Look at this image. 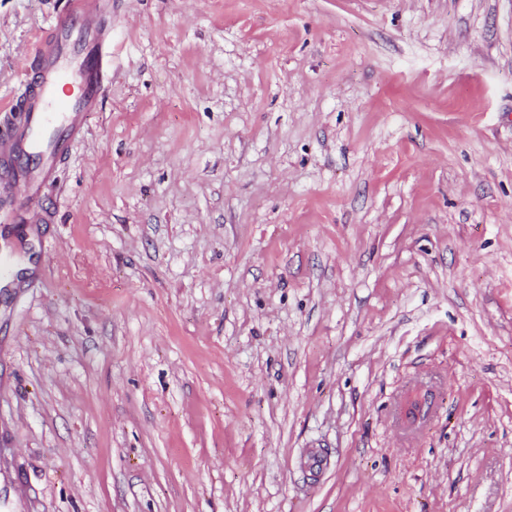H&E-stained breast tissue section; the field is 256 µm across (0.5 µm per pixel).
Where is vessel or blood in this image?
I'll use <instances>...</instances> for the list:
<instances>
[{
  "instance_id": "vessel-or-blood-1",
  "label": "vessel or blood",
  "mask_w": 512,
  "mask_h": 512,
  "mask_svg": "<svg viewBox=\"0 0 512 512\" xmlns=\"http://www.w3.org/2000/svg\"><path fill=\"white\" fill-rule=\"evenodd\" d=\"M103 17L87 0H70L66 11L49 24L25 60L28 72L8 104L24 115L20 129L0 137V189L22 186L36 200L60 160L66 138L77 131L85 112L99 98L112 69V42ZM75 79L79 95L57 98L62 79Z\"/></svg>"
}]
</instances>
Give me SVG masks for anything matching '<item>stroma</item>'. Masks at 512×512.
<instances>
[{"instance_id": "stroma-1", "label": "stroma", "mask_w": 512, "mask_h": 512, "mask_svg": "<svg viewBox=\"0 0 512 512\" xmlns=\"http://www.w3.org/2000/svg\"><path fill=\"white\" fill-rule=\"evenodd\" d=\"M67 2L0 0L1 133ZM98 3L0 194V512H512V0ZM89 2L70 1L25 60L20 91L6 106L7 111L24 112V122L18 131L0 137L2 191H11L20 182L26 197L36 200L61 158L66 138L98 101L112 69V42L105 36V20ZM33 72L39 74L35 83L30 79ZM63 78H73L80 85L79 95L71 101L56 97V86ZM26 154L40 155L37 165L41 167L28 170Z\"/></svg>"}]
</instances>
